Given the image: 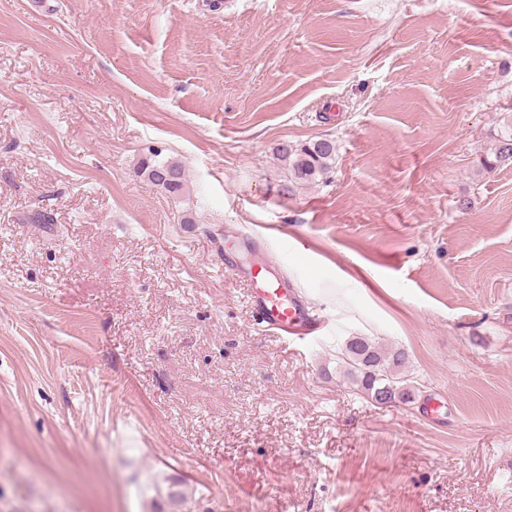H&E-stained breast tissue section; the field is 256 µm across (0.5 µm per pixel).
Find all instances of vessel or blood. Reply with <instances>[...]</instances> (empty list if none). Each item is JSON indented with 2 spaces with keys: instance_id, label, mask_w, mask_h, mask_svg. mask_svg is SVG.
<instances>
[{
  "instance_id": "1",
  "label": "vessel or blood",
  "mask_w": 512,
  "mask_h": 512,
  "mask_svg": "<svg viewBox=\"0 0 512 512\" xmlns=\"http://www.w3.org/2000/svg\"><path fill=\"white\" fill-rule=\"evenodd\" d=\"M252 308L259 325L280 340L288 336L305 338L319 332L324 323L310 315L299 297L289 296L284 286L259 288L253 296Z\"/></svg>"
}]
</instances>
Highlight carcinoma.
Instances as JSON below:
<instances>
[{
  "label": "carcinoma",
  "instance_id": "carcinoma-1",
  "mask_svg": "<svg viewBox=\"0 0 512 512\" xmlns=\"http://www.w3.org/2000/svg\"><path fill=\"white\" fill-rule=\"evenodd\" d=\"M277 152L288 170V183L297 188L315 182L332 168L336 145L311 140L298 146L282 144ZM509 166L512 167V106L507 108L491 135L490 147L480 161L479 171L492 172ZM160 172L170 175V179L160 180L157 177ZM141 176L172 195L181 194L186 181L183 166L169 159L143 163ZM338 360L342 362L343 376L368 398L389 389L397 394L401 403L413 399V386L404 371L408 361L405 350L389 349L370 336H360L354 345L344 343Z\"/></svg>",
  "mask_w": 512,
  "mask_h": 512
}]
</instances>
